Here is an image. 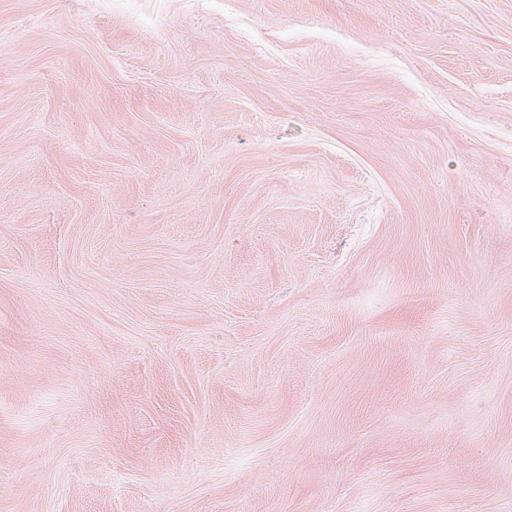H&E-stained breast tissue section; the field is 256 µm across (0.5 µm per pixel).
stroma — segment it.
I'll return each mask as SVG.
<instances>
[{
  "mask_svg": "<svg viewBox=\"0 0 512 512\" xmlns=\"http://www.w3.org/2000/svg\"><path fill=\"white\" fill-rule=\"evenodd\" d=\"M0 512H512V0H0Z\"/></svg>",
  "mask_w": 512,
  "mask_h": 512,
  "instance_id": "obj_1",
  "label": "stroma"
}]
</instances>
